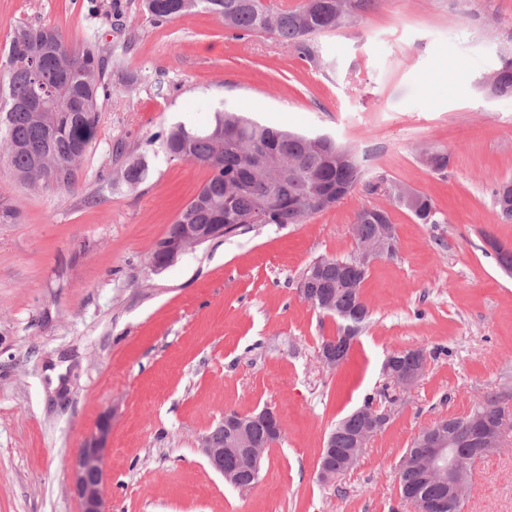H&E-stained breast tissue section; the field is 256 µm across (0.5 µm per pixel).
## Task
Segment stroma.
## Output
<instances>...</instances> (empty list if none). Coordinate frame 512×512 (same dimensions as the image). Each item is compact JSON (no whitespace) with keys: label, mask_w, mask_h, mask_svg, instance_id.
<instances>
[{"label":"stroma","mask_w":512,"mask_h":512,"mask_svg":"<svg viewBox=\"0 0 512 512\" xmlns=\"http://www.w3.org/2000/svg\"><path fill=\"white\" fill-rule=\"evenodd\" d=\"M142 4L0 0V68L21 22L55 26L74 48L97 28L118 58L74 190H34L0 166V204L21 213L0 224V512H78L66 462L106 415L107 512H414L396 474L411 440L512 389V274L484 240L512 243L493 202L512 179V97L484 84L512 58V0H379L315 37L316 65L264 35L233 38L206 12L154 25ZM224 108L328 135L442 216L389 208L397 253L371 265L370 318L336 369L318 352L338 323L301 298L299 275L350 254L356 211L384 198L358 188L305 223L257 224L149 266L209 174L146 140ZM433 149L450 158L444 173L421 160ZM141 156L145 180L113 190ZM407 347L431 356L391 402L381 364ZM369 396L391 410L388 427L322 484L330 428ZM266 406L282 438L258 482L233 488L200 440L225 412ZM462 512H512V441L476 464Z\"/></svg>","instance_id":"35a3bbf8"}]
</instances>
